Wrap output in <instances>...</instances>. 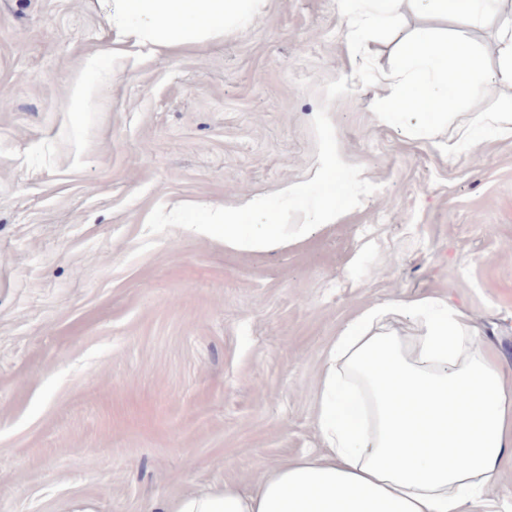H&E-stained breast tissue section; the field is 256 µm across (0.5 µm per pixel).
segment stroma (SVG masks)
<instances>
[{
	"instance_id": "stroma-1",
	"label": "stroma",
	"mask_w": 512,
	"mask_h": 512,
	"mask_svg": "<svg viewBox=\"0 0 512 512\" xmlns=\"http://www.w3.org/2000/svg\"><path fill=\"white\" fill-rule=\"evenodd\" d=\"M367 41L383 70L430 24L495 78L512 0L486 28L403 9ZM99 0H0V512H160L251 488L319 447L326 351L357 312L405 295L464 306L512 368V140L442 150L361 87L335 0H262L248 27L171 54L110 57ZM340 155L376 193L297 244L237 252L159 204L241 206L311 179L318 87ZM88 98L78 102L76 90Z\"/></svg>"
}]
</instances>
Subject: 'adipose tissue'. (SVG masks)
I'll return each mask as SVG.
<instances>
[{
	"label": "adipose tissue",
	"instance_id": "1",
	"mask_svg": "<svg viewBox=\"0 0 512 512\" xmlns=\"http://www.w3.org/2000/svg\"><path fill=\"white\" fill-rule=\"evenodd\" d=\"M112 51L153 56L240 30L258 0H102ZM401 64L377 76L387 110L448 123L457 104L497 102L512 85V33L495 79L482 58L432 30L399 45ZM414 322L413 335L395 326ZM473 318L439 296L397 297L350 318L331 343L318 394L314 453L264 474L252 492L224 483L165 512H500L489 493L512 454V387Z\"/></svg>",
	"mask_w": 512,
	"mask_h": 512
}]
</instances>
